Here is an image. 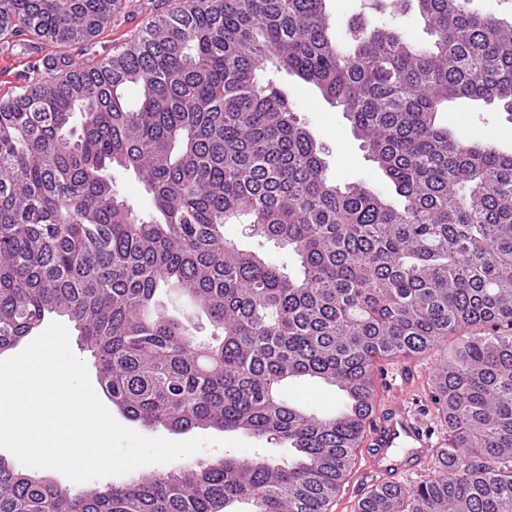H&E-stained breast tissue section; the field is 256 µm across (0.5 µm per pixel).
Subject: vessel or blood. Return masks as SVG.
Listing matches in <instances>:
<instances>
[{
    "label": "vessel or blood",
    "instance_id": "b4317fda",
    "mask_svg": "<svg viewBox=\"0 0 512 512\" xmlns=\"http://www.w3.org/2000/svg\"><path fill=\"white\" fill-rule=\"evenodd\" d=\"M369 440L374 448L369 463L374 467L379 465L389 449L403 448L409 456L419 458L429 446L422 421L411 415L399 401L387 405L379 412Z\"/></svg>",
    "mask_w": 512,
    "mask_h": 512
}]
</instances>
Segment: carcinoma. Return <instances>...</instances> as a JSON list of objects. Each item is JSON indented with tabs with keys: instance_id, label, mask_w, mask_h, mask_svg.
<instances>
[{
	"instance_id": "obj_1",
	"label": "carcinoma",
	"mask_w": 512,
	"mask_h": 512,
	"mask_svg": "<svg viewBox=\"0 0 512 512\" xmlns=\"http://www.w3.org/2000/svg\"><path fill=\"white\" fill-rule=\"evenodd\" d=\"M473 2L368 0L337 37L326 0H184L102 55L29 66L0 95V353L66 316L129 419L295 451L79 493L0 457V512H328L377 363L445 344L428 398L440 469L369 491L357 512H512V153L439 120L458 99L512 117V17ZM122 5L0 0V46H90ZM412 14L431 45L372 21ZM268 71L343 107L400 206L327 178L294 93ZM114 167L144 183L150 218L116 195ZM243 221L291 247L299 274L224 237ZM168 288L206 313L213 341L162 311ZM475 325L489 332L466 335ZM303 377L342 392L336 413L288 399Z\"/></svg>"
}]
</instances>
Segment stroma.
<instances>
[{
	"label": "stroma",
	"mask_w": 512,
	"mask_h": 512,
	"mask_svg": "<svg viewBox=\"0 0 512 512\" xmlns=\"http://www.w3.org/2000/svg\"><path fill=\"white\" fill-rule=\"evenodd\" d=\"M176 3L177 0H126L124 9L112 26L113 43L118 44L129 39L130 35L145 26L154 16L174 7ZM58 52L56 45L34 38L20 42L13 48L0 50V94L17 83L29 62L41 59L45 54L57 55ZM280 80L295 94L297 116L301 123L325 149L323 159L328 178L341 185L366 183L373 190L383 193L391 203H398L399 198L393 188L368 160L362 142L355 137L342 108L325 100L316 88L301 83L295 76L284 73ZM447 119L449 127L454 131L487 140L502 151H512V122L495 105L468 102L463 110H451ZM224 235L240 246L258 249L291 272L299 270V259L290 248L251 235L247 225H225ZM438 363V355L423 353L407 360L382 364L376 375V389L382 401L403 402L412 413L421 418L434 441L439 440L441 428L433 411L428 410L426 400L432 389L433 373ZM287 392L289 398L316 413H334L341 402L340 391L335 386L322 382L299 380L291 384ZM128 427L146 437H163L176 442L195 437L211 439V446L178 459L177 464L181 467L208 464L224 456L223 449L214 445L215 440L223 436L219 430L194 428L174 432L160 426L147 427L133 421L129 422ZM402 458V452L393 453L396 469L382 472L367 467L364 458H357L345 484L330 504V512H355L359 500L372 488L390 482L409 485L426 478L432 471V458H425L412 469L401 467Z\"/></svg>",
	"instance_id": "stroma-1"
}]
</instances>
